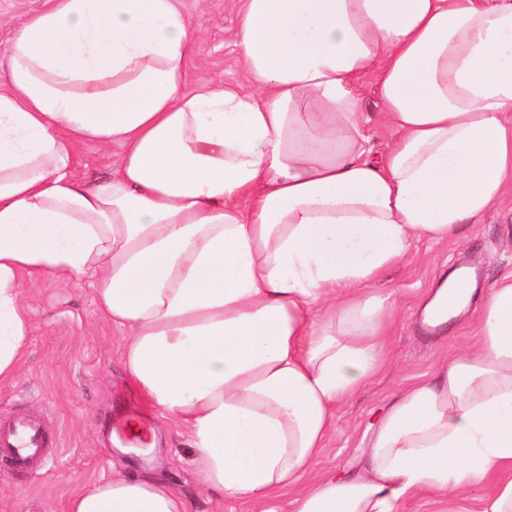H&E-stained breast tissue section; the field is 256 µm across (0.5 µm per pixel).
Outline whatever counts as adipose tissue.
<instances>
[{
  "instance_id": "1",
  "label": "adipose tissue",
  "mask_w": 512,
  "mask_h": 512,
  "mask_svg": "<svg viewBox=\"0 0 512 512\" xmlns=\"http://www.w3.org/2000/svg\"><path fill=\"white\" fill-rule=\"evenodd\" d=\"M200 29L177 0H54L0 83V383L30 343L25 276L90 278L129 385L179 425L216 498L293 512H401L437 498L512 512V272L468 350L381 416L354 472L303 476L380 372L415 240L460 242L512 188V0H245L246 83L185 91ZM396 137L372 153L359 82ZM88 140L120 171L74 173ZM451 274L426 310L463 312ZM67 512H190L114 473Z\"/></svg>"
}]
</instances>
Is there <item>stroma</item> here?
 <instances>
[{
    "instance_id": "stroma-1",
    "label": "stroma",
    "mask_w": 512,
    "mask_h": 512,
    "mask_svg": "<svg viewBox=\"0 0 512 512\" xmlns=\"http://www.w3.org/2000/svg\"><path fill=\"white\" fill-rule=\"evenodd\" d=\"M244 0H179L200 26L187 63L188 88L211 80L243 82L235 46ZM50 0H0V70L20 24L50 8ZM123 149L94 141L77 150V173L96 181L117 173ZM476 269L477 287L490 288L512 270V193L492 206L461 243H414L410 254L384 272L378 283L396 291L384 369L350 401L336 408L329 443L318 470L361 466L374 426L392 399L448 356L475 342L469 318L460 315L449 333L420 324L421 299L454 269ZM23 303L31 341L15 379L0 385V420L15 413L40 419L49 436L44 464L22 471L0 462V512H67L85 486L125 471L159 479L182 495L191 512H261L247 500H219L206 493L194 472V448L169 419L143 403L129 387L121 365L122 333L99 314L87 281L68 284L47 275L27 277Z\"/></svg>"
}]
</instances>
